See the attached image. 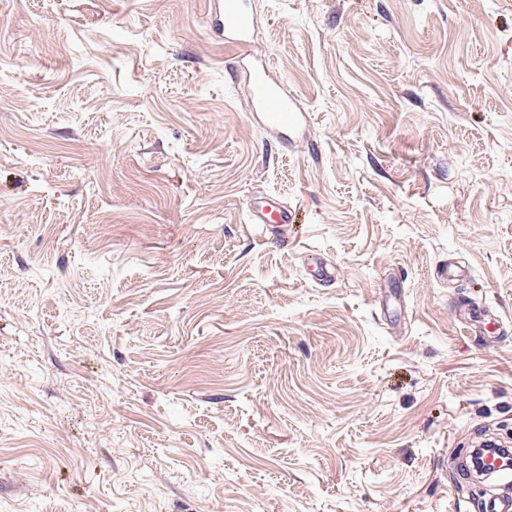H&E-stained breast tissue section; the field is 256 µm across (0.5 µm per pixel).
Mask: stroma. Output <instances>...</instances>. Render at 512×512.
<instances>
[{
	"instance_id": "stroma-1",
	"label": "stroma",
	"mask_w": 512,
	"mask_h": 512,
	"mask_svg": "<svg viewBox=\"0 0 512 512\" xmlns=\"http://www.w3.org/2000/svg\"><path fill=\"white\" fill-rule=\"evenodd\" d=\"M249 3L303 137L211 0H0V512H478L512 445V0ZM245 67L252 88V111L265 129L271 134L281 135L298 127L302 115L297 112L293 98L288 96L283 86L271 78L269 65L250 60ZM292 214L272 196L256 197L248 208V224L260 227L278 224H290Z\"/></svg>"
}]
</instances>
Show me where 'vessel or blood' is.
<instances>
[{
    "instance_id": "b4317fda",
    "label": "vessel or blood",
    "mask_w": 512,
    "mask_h": 512,
    "mask_svg": "<svg viewBox=\"0 0 512 512\" xmlns=\"http://www.w3.org/2000/svg\"><path fill=\"white\" fill-rule=\"evenodd\" d=\"M212 24L223 35L226 47L246 51L252 20L244 0H217ZM248 82L252 88V111L265 129L281 135L298 127L302 115L297 112L295 102L283 86L274 81L269 66L259 60L246 62ZM293 220L287 207L272 196L255 198L248 208V221L261 226L288 224Z\"/></svg>"
}]
</instances>
